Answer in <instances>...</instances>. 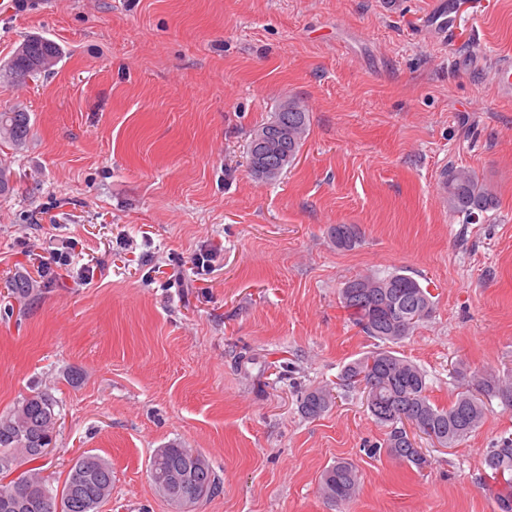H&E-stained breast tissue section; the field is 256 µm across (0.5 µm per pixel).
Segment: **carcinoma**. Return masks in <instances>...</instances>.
<instances>
[{"label":"carcinoma","instance_id":"cac0c4a2","mask_svg":"<svg viewBox=\"0 0 512 512\" xmlns=\"http://www.w3.org/2000/svg\"><path fill=\"white\" fill-rule=\"evenodd\" d=\"M63 56L56 42L32 36L24 40L3 66L12 82L23 83L29 77L50 72ZM30 115L14 108L0 112V143L20 148L30 134ZM309 124V112L295 98L277 103L271 119L253 130L247 149L253 157L254 144L263 132L275 127L288 136L272 142L271 153L282 158V168L292 166L303 145ZM14 173L10 163L0 158V196L14 192ZM443 188L448 211L470 219L495 206L491 188L465 168H450L444 174ZM336 248L350 250L358 243L351 224L330 228ZM341 307L362 331L383 343V347L348 363L340 376L339 387L347 391L370 385L366 395L371 416L386 428L383 447L393 459L417 468L427 460L413 459L411 442L403 418L410 419L419 432L444 448H452L476 431L484 421L486 401L498 399L512 409V373L497 375L475 371L473 385L478 394L461 391L448 407L437 406L428 394L425 372L413 362L397 355L394 346L409 336L415 326L427 318L433 307L431 293L416 278L400 271L383 277L358 275L340 290ZM334 396L320 387L305 392L302 413L317 418L333 405ZM55 401L45 393H35L18 401L10 412L0 415V476L8 477L18 468L49 454L56 437ZM491 477L499 484L495 491L500 512H512V438L503 436L484 458ZM183 473L187 479L206 482L204 497L221 492L220 478L200 451L169 443L156 450L149 474L156 490L171 504L184 498L181 487L164 486L171 474ZM358 467L338 459L323 471L320 492L333 503L347 502L359 491ZM112 496V465L101 456L83 452L70 465L61 483L53 486L42 467H30L7 483L0 482V504L11 503L17 510L0 512H51L50 505L61 500V512H100Z\"/></svg>","mask_w":512,"mask_h":512}]
</instances>
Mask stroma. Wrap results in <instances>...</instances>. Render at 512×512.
Instances as JSON below:
<instances>
[{"label":"stroma","mask_w":512,"mask_h":512,"mask_svg":"<svg viewBox=\"0 0 512 512\" xmlns=\"http://www.w3.org/2000/svg\"><path fill=\"white\" fill-rule=\"evenodd\" d=\"M435 0H18L0 12V64L30 35L64 56L0 111L24 108L0 198V414L57 402L43 461L112 464L102 512H172L149 474L157 448L204 453L222 491L195 512H498L484 457L512 436L482 426L427 464L368 456L385 430L363 395L316 419L301 391L335 387L375 341L342 308L363 273L403 270L433 312L397 350L448 406L460 368L512 370V0H479L451 38L428 35ZM310 112L274 182L248 167L251 131L286 96ZM466 168L496 208L448 212L441 181ZM360 241L336 249L331 226ZM215 260L199 269L194 256ZM50 264L38 276V263ZM30 281L24 299L15 281ZM353 461L360 492L334 505L320 477Z\"/></svg>","instance_id":"35a3bbf8"}]
</instances>
